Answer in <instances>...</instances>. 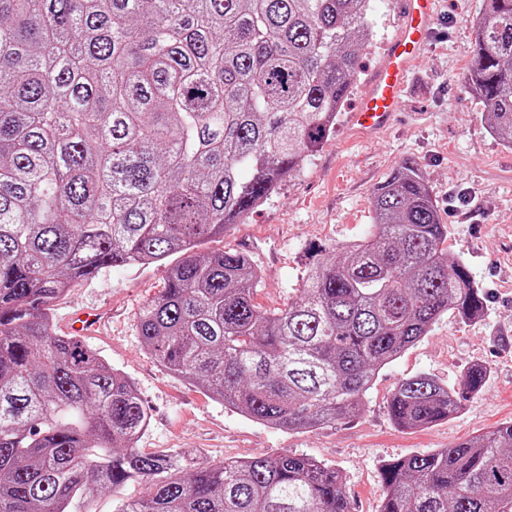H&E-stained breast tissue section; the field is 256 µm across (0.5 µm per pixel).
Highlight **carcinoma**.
<instances>
[{"label":"carcinoma","mask_w":512,"mask_h":512,"mask_svg":"<svg viewBox=\"0 0 512 512\" xmlns=\"http://www.w3.org/2000/svg\"><path fill=\"white\" fill-rule=\"evenodd\" d=\"M370 0H0V512H72L94 489L151 484L116 512H353L329 465L287 451L220 464L136 448L137 389L52 303L107 267L164 263L137 330L174 378L252 421L317 429L359 412L379 372L449 310L486 296L448 252L421 168L370 198L368 235L311 266L299 297L255 303L261 271L199 253L332 135L368 44ZM468 92L512 146V0H485ZM456 390L402 380L401 428L459 410ZM380 512H512V423L381 467Z\"/></svg>","instance_id":"1"}]
</instances>
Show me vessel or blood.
Masks as SVG:
<instances>
[{
  "instance_id": "1",
  "label": "vessel or blood",
  "mask_w": 512,
  "mask_h": 512,
  "mask_svg": "<svg viewBox=\"0 0 512 512\" xmlns=\"http://www.w3.org/2000/svg\"><path fill=\"white\" fill-rule=\"evenodd\" d=\"M399 4V29L352 114L353 125L363 134L387 127L398 112L408 74L427 48L437 18L439 0H399Z\"/></svg>"
}]
</instances>
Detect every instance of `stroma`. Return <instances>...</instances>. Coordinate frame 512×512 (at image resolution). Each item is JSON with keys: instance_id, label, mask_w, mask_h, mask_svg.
I'll list each match as a JSON object with an SVG mask.
<instances>
[{"instance_id": "stroma-1", "label": "stroma", "mask_w": 512, "mask_h": 512, "mask_svg": "<svg viewBox=\"0 0 512 512\" xmlns=\"http://www.w3.org/2000/svg\"><path fill=\"white\" fill-rule=\"evenodd\" d=\"M483 8L484 0H442L400 112L386 131L363 138L352 133L349 115L397 30L395 0H370L371 39L358 54L354 86L333 135L277 194L203 246L249 256L263 273L256 302L283 306L326 249L367 234L372 190L412 160L448 226L449 252L465 261L487 296L483 314L470 320L452 312L441 316L425 339L380 371L356 416L288 432L253 422L202 386L171 377L147 351L137 316L164 287L165 266L102 270L53 303V327L70 328L72 315L82 310L107 316L106 327L84 341L137 387L151 416L137 443L143 452L187 448L210 464L282 450L303 454L336 469L354 512H380L384 462L447 448L512 422V146L492 134L464 87L473 24ZM474 364L488 368V383L481 393L466 395L448 420L420 429L390 420L387 402L400 380L428 374L453 386ZM150 490L146 482L100 489L72 509L115 512L118 498L137 499Z\"/></svg>"}]
</instances>
